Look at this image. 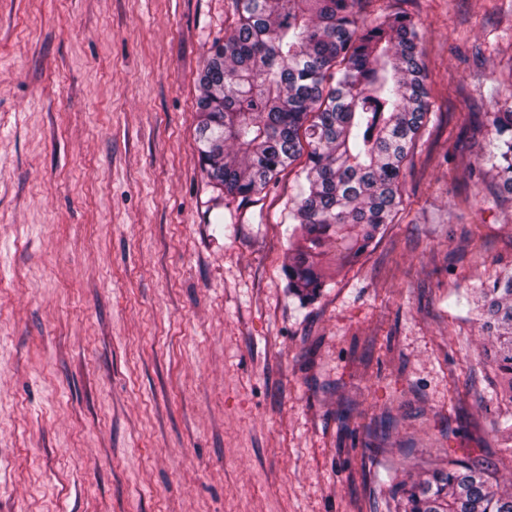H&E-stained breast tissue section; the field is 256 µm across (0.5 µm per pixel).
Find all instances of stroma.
Wrapping results in <instances>:
<instances>
[{"label": "stroma", "mask_w": 512, "mask_h": 512, "mask_svg": "<svg viewBox=\"0 0 512 512\" xmlns=\"http://www.w3.org/2000/svg\"><path fill=\"white\" fill-rule=\"evenodd\" d=\"M232 0H0V512H387L495 462L468 300L512 269L484 167L512 0H361L424 24L432 112L402 206L318 301L285 288L302 162L203 172L198 76Z\"/></svg>", "instance_id": "1"}]
</instances>
